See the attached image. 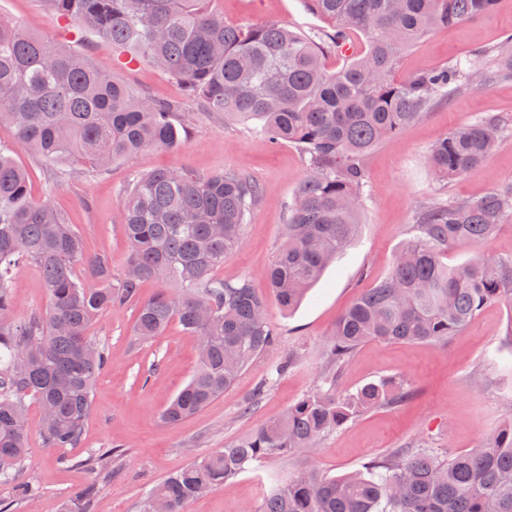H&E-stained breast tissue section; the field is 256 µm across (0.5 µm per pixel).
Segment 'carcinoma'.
<instances>
[{
  "instance_id": "1",
  "label": "carcinoma",
  "mask_w": 512,
  "mask_h": 512,
  "mask_svg": "<svg viewBox=\"0 0 512 512\" xmlns=\"http://www.w3.org/2000/svg\"><path fill=\"white\" fill-rule=\"evenodd\" d=\"M56 17L93 29L137 64L178 81L187 98L226 120L251 122L272 145L290 143L307 178L288 208L285 240L264 278L290 310L355 237L367 186V156L421 120L448 94L512 78V39L490 51L419 70L401 79L402 56L433 30L490 13L497 0H304L328 28L301 36L283 21L229 26L211 0H43ZM358 31L366 50L336 71L322 58ZM179 104L146 97L89 56L37 36L24 21L0 19V125L46 164L105 169L147 148L173 149L185 130ZM512 125L496 115L439 137L425 156L442 182L466 174L497 150ZM0 143V483L14 480L29 440L27 399L41 413L50 448H74L93 404L108 352L88 328L146 283L157 291L139 307L135 339L148 342L175 322L198 348V367L166 405L177 424L224 394L276 333L264 297L249 276L224 281L212 272L240 245L247 215L263 191L249 176L186 169L136 177L121 199L129 242L124 269L88 259L72 225L45 198H28V175ZM512 223V183L481 197L419 206L388 275L340 316L324 343L328 364L347 363L366 341L445 342L487 304L512 305V256L477 255L450 266L448 251L488 242ZM36 264L47 306L16 317L18 268ZM87 266V277L74 275ZM393 378L336 393V379L288 406L233 445L191 461L147 495L168 512L224 486L249 468L318 447L325 435L379 407L403 402ZM93 483L61 512H92ZM259 512H512V422L468 452L439 457L395 448L341 477L298 471L265 495Z\"/></svg>"
}]
</instances>
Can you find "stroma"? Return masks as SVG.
I'll use <instances>...</instances> for the list:
<instances>
[{"label": "stroma", "mask_w": 512, "mask_h": 512, "mask_svg": "<svg viewBox=\"0 0 512 512\" xmlns=\"http://www.w3.org/2000/svg\"><path fill=\"white\" fill-rule=\"evenodd\" d=\"M214 7L234 25L284 21L305 36L323 26L303 0H215ZM0 17L28 22L40 35L87 49L99 69L115 72L149 97L184 101L181 86L152 65L116 69L111 43L48 13L43 0H0ZM509 37L512 0H497L485 16L431 32L404 55L399 73L445 64ZM185 111L191 121L183 146L147 149L102 172L47 165L17 145L6 126L0 127V142L13 146L17 164L28 172L31 200L52 198L82 238L87 256H107L116 274L128 252L120 199L136 175L168 168L199 175L231 169L259 182L263 197L248 217L242 243L214 276L253 277L266 297L277 344L202 411L179 424H164L160 414L166 403L197 368L196 343L175 324L151 344L135 343L132 330L139 304L155 292L153 284H145L138 300L103 311L91 328L92 336L107 347L109 362L95 381L93 406L78 447H47L39 435V408L29 405L28 455L16 480L34 485L36 493L17 502L11 485L0 484V501L13 503L15 512H60L66 499L96 478L86 459L113 446L124 452L123 464L101 489L93 512H140L153 485L191 458L232 445L322 386L325 340L361 292L387 276L420 204L435 196L475 198L512 182L511 137L482 164L445 183L437 182L424 164L430 146L449 129L488 113L511 119L512 79L473 87L438 104L373 150L356 237L307 298L288 312L280 308L263 273L281 244L287 206L308 174L304 159L290 144L270 146L252 124L225 122L223 116L200 113L190 103ZM15 295L19 317L45 308L38 267L26 264L19 269ZM511 324L512 307L492 303L460 335L445 342L364 343L337 375V392H353L392 377L410 392L404 402L365 414L324 438L315 451H298L240 473L224 488L192 502L188 512H258L272 483L298 469L339 477L392 448L412 445L458 453L477 447L487 434L512 420V340L506 336ZM288 355L297 356V366L276 374V363Z\"/></svg>", "instance_id": "stroma-1"}]
</instances>
